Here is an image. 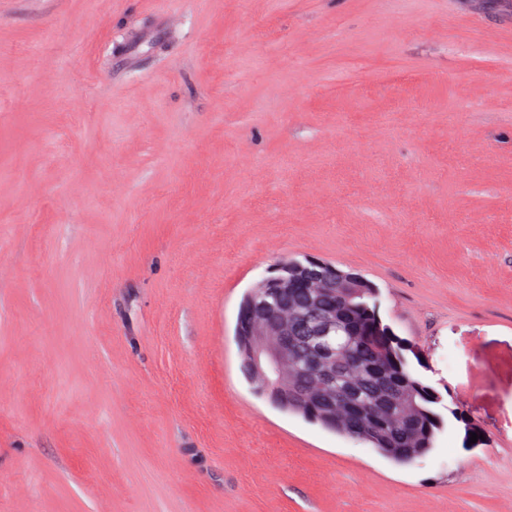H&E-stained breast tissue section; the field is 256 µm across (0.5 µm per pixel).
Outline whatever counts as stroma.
<instances>
[{"label": "stroma", "instance_id": "stroma-1", "mask_svg": "<svg viewBox=\"0 0 512 512\" xmlns=\"http://www.w3.org/2000/svg\"><path fill=\"white\" fill-rule=\"evenodd\" d=\"M307 257L483 441L255 392L239 305ZM0 512H512V0H0Z\"/></svg>", "mask_w": 512, "mask_h": 512}]
</instances>
